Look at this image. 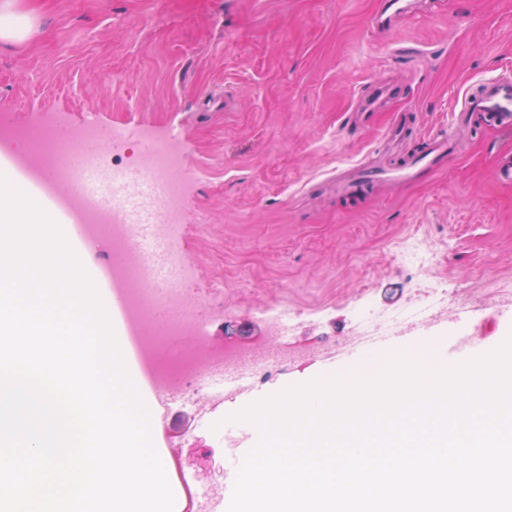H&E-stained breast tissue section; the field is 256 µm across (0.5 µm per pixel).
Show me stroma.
Segmentation results:
<instances>
[{"label":"stroma","instance_id":"stroma-1","mask_svg":"<svg viewBox=\"0 0 512 512\" xmlns=\"http://www.w3.org/2000/svg\"><path fill=\"white\" fill-rule=\"evenodd\" d=\"M382 0H14L20 42L0 39V105L16 125L61 131L102 127L177 130L186 156L183 295L207 319L208 341L255 336L260 357L289 350L254 392L225 401L239 410L291 385L373 366L355 312L406 304L422 277L468 286L487 304L467 322L440 318L415 343L444 361L475 358L512 336V185L493 176L512 153V132L476 123L458 131L454 111L479 82L512 66V0H413L389 33ZM400 94L371 122L352 115L378 86ZM407 112L403 156L429 130L456 132L448 164L411 182L356 198L336 195L347 169L385 163L394 113ZM416 237L435 251L417 273L397 247ZM293 313L288 341L267 337L262 310ZM357 349L325 366L338 345ZM153 435L165 457L188 463L197 485L222 499L233 448L255 440L237 423L198 426L173 407Z\"/></svg>","mask_w":512,"mask_h":512}]
</instances>
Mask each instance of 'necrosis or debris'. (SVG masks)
Here are the masks:
<instances>
[{"mask_svg": "<svg viewBox=\"0 0 512 512\" xmlns=\"http://www.w3.org/2000/svg\"><path fill=\"white\" fill-rule=\"evenodd\" d=\"M102 136V128L94 122L63 133L12 124L0 128V151L17 141L27 146L15 167L0 170V175L24 194L40 190L53 212L77 217L87 244L111 237L115 256L112 274L106 277L93 268L89 271L91 280L98 285L108 278L121 287L123 313L118 323L122 331L135 332L141 361L170 394L173 404L206 416L216 406L211 384L217 371H234L235 379L225 389L229 395L247 388L255 381L257 371L246 360L247 345H204L188 350L177 343L179 337L199 336L206 331L180 290L185 274L179 246L185 218L180 177L186 161L178 136L172 131L160 136L143 128L145 146L138 149V161L129 172L113 168L104 152L85 153V146L97 143ZM90 170L97 175L98 193L110 197V206H100L83 195H61L56 186L41 181L46 172L61 180H73ZM159 178L166 179L169 188L157 199L146 188ZM158 247L174 274L155 285L145 257ZM423 286L420 299L402 308L385 313L359 310L355 321L359 339L391 336L401 328L425 323L445 312L460 318L481 305L480 299L451 294L443 279L425 280ZM174 307L179 310L175 316L170 313Z\"/></svg>", "mask_w": 512, "mask_h": 512, "instance_id": "obj_1", "label": "necrosis or debris"}]
</instances>
